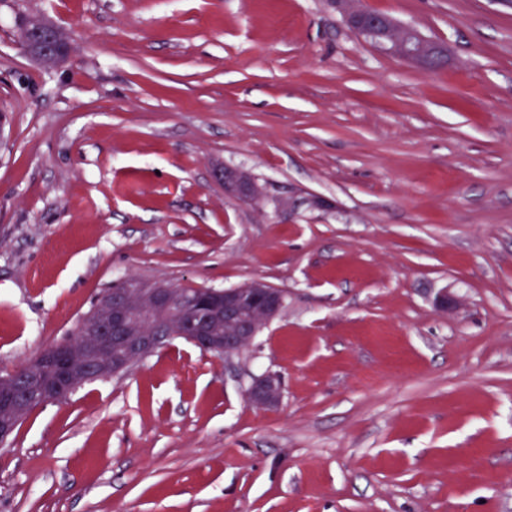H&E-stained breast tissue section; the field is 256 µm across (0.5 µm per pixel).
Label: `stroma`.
<instances>
[{"mask_svg": "<svg viewBox=\"0 0 512 512\" xmlns=\"http://www.w3.org/2000/svg\"><path fill=\"white\" fill-rule=\"evenodd\" d=\"M358 5L446 65L332 0H0V374L125 278L287 296L234 367L177 339L33 410L0 512H512V7ZM39 14L72 36L52 70ZM334 2L344 12L346 23L359 42L430 70L444 62L445 48L417 29L400 25L388 15L358 8L354 5L356 0ZM33 32L46 34V40L36 41L32 35ZM61 32H64L63 29L54 21L38 16L32 25L27 27L22 37L27 56L47 67L62 61L69 55L71 43L68 39L59 38ZM220 178L224 182V192L239 201L258 202L263 196V188L248 172L224 168ZM248 402L259 408L277 407L282 399L283 389L278 375L268 373L255 377L245 390Z\"/></svg>", "mask_w": 512, "mask_h": 512, "instance_id": "1", "label": "stroma"}]
</instances>
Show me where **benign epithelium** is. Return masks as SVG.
Instances as JSON below:
<instances>
[{"label":"benign epithelium","instance_id":"1","mask_svg":"<svg viewBox=\"0 0 512 512\" xmlns=\"http://www.w3.org/2000/svg\"><path fill=\"white\" fill-rule=\"evenodd\" d=\"M356 0H336L355 38L385 53L434 69L444 62L446 50L417 29L391 17L355 6ZM63 29L54 21L37 17L22 37L27 56L51 67L69 55L70 40L60 38ZM224 192L242 202H257L263 188L250 173L226 168L220 173ZM286 294L261 281L215 290L198 288L190 301L168 285L146 286L136 279L122 281L97 318L81 326L79 342H59L30 362L42 382L46 402L68 398L78 386L92 380L117 377L167 343L185 340L199 349L232 359L247 350L262 328L278 317ZM224 321V335L214 326ZM0 391L12 397V405L0 417V443L6 442L29 414V384L12 376L0 377ZM248 402L259 408L280 404L283 389L278 375L255 377L245 390Z\"/></svg>","mask_w":512,"mask_h":512}]
</instances>
